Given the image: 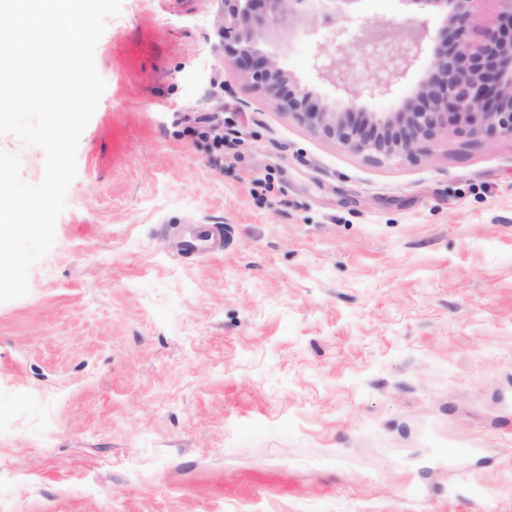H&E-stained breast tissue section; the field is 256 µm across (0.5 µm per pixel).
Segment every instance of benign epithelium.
Listing matches in <instances>:
<instances>
[{
    "label": "benign epithelium",
    "mask_w": 512,
    "mask_h": 512,
    "mask_svg": "<svg viewBox=\"0 0 512 512\" xmlns=\"http://www.w3.org/2000/svg\"><path fill=\"white\" fill-rule=\"evenodd\" d=\"M336 2L224 0L219 23L225 65L239 70L274 110L372 162L414 158L422 142L448 133L455 122L473 135L512 137V0H497V25L475 48L468 40L474 0H404L437 8L442 29L431 34L423 18L404 28L376 23L373 32L385 55L362 81L353 79L354 52L344 46L339 58L315 57L313 70L338 92L321 100L280 65L274 38L308 13L329 12ZM427 40L433 42L430 62L397 111H364L366 101L388 97L405 79Z\"/></svg>",
    "instance_id": "benign-epithelium-1"
}]
</instances>
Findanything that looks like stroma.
<instances>
[{"label": "stroma", "instance_id": "obj_1", "mask_svg": "<svg viewBox=\"0 0 512 512\" xmlns=\"http://www.w3.org/2000/svg\"><path fill=\"white\" fill-rule=\"evenodd\" d=\"M222 10L106 19L55 243L0 303V512H512V139L370 162L225 65ZM412 15H309L279 61L334 98L332 30L362 80Z\"/></svg>", "mask_w": 512, "mask_h": 512}]
</instances>
